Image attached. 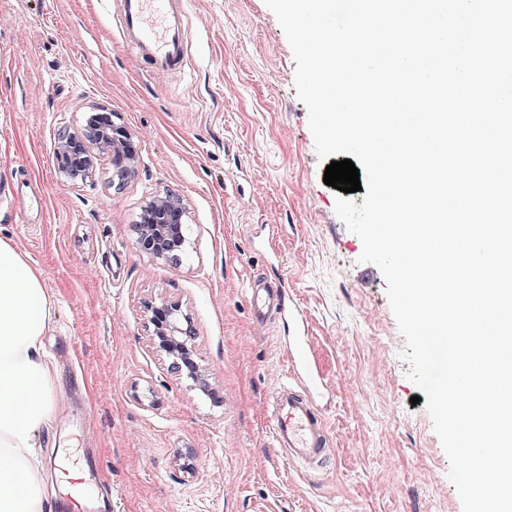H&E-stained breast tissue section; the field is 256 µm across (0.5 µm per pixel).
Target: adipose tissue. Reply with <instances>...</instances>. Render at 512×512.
I'll list each match as a JSON object with an SVG mask.
<instances>
[{"label":"adipose tissue","mask_w":512,"mask_h":512,"mask_svg":"<svg viewBox=\"0 0 512 512\" xmlns=\"http://www.w3.org/2000/svg\"><path fill=\"white\" fill-rule=\"evenodd\" d=\"M52 322L40 271L0 239V512H44L39 433L54 412L42 338Z\"/></svg>","instance_id":"adipose-tissue-1"}]
</instances>
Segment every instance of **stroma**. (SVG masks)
Returning <instances> with one entry per match:
<instances>
[{
	"label": "stroma",
	"mask_w": 512,
	"mask_h": 512,
	"mask_svg": "<svg viewBox=\"0 0 512 512\" xmlns=\"http://www.w3.org/2000/svg\"><path fill=\"white\" fill-rule=\"evenodd\" d=\"M182 69L152 72L119 38L121 0H0V239L41 271L55 419L39 434L52 512H462L449 461L408 377L379 268L335 212L292 50L264 0H172ZM106 111L139 163L122 184L99 155L60 180L54 139ZM188 208L180 260L134 246L144 202ZM287 280L324 387L334 457L312 468L272 438L295 327L260 319L254 279ZM180 302L211 395L153 348L148 302Z\"/></svg>",
	"instance_id": "1"
}]
</instances>
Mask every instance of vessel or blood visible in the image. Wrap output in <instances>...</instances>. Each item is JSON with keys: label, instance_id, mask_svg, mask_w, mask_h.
<instances>
[{"label": "vessel or blood", "instance_id": "obj_1", "mask_svg": "<svg viewBox=\"0 0 512 512\" xmlns=\"http://www.w3.org/2000/svg\"><path fill=\"white\" fill-rule=\"evenodd\" d=\"M169 4L170 0H123L120 20V34L128 53L165 71L182 67L187 43L183 20ZM288 355L298 385L280 390L275 397L274 439L292 458L316 466L335 453L317 406L306 392L320 375L304 336L289 341Z\"/></svg>", "mask_w": 512, "mask_h": 512}]
</instances>
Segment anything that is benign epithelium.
<instances>
[{"label":"benign epithelium","mask_w":512,"mask_h":512,"mask_svg":"<svg viewBox=\"0 0 512 512\" xmlns=\"http://www.w3.org/2000/svg\"><path fill=\"white\" fill-rule=\"evenodd\" d=\"M130 132L115 126L112 117L93 115L80 132L61 130L54 142L59 177L73 185L92 176L96 156L94 145L112 157L113 177L121 181L138 163ZM187 207L179 195L159 193L145 202L141 222L135 225L136 248L159 260L178 259L186 245ZM148 323L158 352L169 360V367L189 388L211 391L207 372L196 361V329L191 314L177 301L162 300L147 306Z\"/></svg>","instance_id":"benign-epithelium-1"}]
</instances>
